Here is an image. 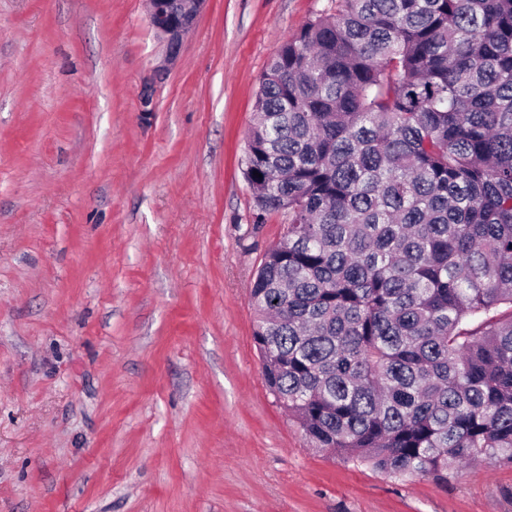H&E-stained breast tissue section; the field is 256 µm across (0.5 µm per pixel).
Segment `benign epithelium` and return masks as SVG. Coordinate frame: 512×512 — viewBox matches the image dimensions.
<instances>
[{
  "label": "benign epithelium",
  "mask_w": 512,
  "mask_h": 512,
  "mask_svg": "<svg viewBox=\"0 0 512 512\" xmlns=\"http://www.w3.org/2000/svg\"><path fill=\"white\" fill-rule=\"evenodd\" d=\"M150 25L166 39V53L158 71L176 61L184 36L193 27L206 0H149Z\"/></svg>",
  "instance_id": "1"
}]
</instances>
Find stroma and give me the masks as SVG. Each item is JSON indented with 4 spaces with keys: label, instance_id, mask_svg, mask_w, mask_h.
Returning a JSON list of instances; mask_svg holds the SVG:
<instances>
[{
    "label": "stroma",
    "instance_id": "obj_1",
    "mask_svg": "<svg viewBox=\"0 0 512 512\" xmlns=\"http://www.w3.org/2000/svg\"><path fill=\"white\" fill-rule=\"evenodd\" d=\"M338 5L207 0L161 74L147 0H0V512H512V463L388 477L266 387L248 289L288 216L246 137Z\"/></svg>",
    "mask_w": 512,
    "mask_h": 512
}]
</instances>
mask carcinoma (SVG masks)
<instances>
[{"mask_svg":"<svg viewBox=\"0 0 512 512\" xmlns=\"http://www.w3.org/2000/svg\"><path fill=\"white\" fill-rule=\"evenodd\" d=\"M244 164L288 213L254 342L313 449L512 462V0H340L268 64Z\"/></svg>","mask_w":512,"mask_h":512,"instance_id":"1","label":"carcinoma"}]
</instances>
